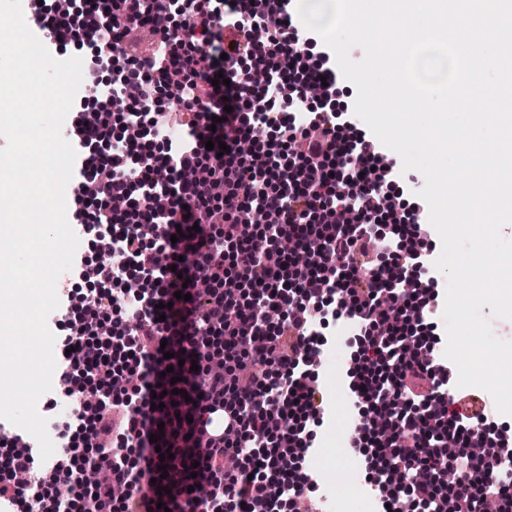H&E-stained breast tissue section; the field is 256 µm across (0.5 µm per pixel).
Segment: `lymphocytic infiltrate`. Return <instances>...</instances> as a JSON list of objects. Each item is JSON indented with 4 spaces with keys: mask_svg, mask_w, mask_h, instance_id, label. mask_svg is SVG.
Returning a JSON list of instances; mask_svg holds the SVG:
<instances>
[{
    "mask_svg": "<svg viewBox=\"0 0 512 512\" xmlns=\"http://www.w3.org/2000/svg\"><path fill=\"white\" fill-rule=\"evenodd\" d=\"M205 2L183 15L198 39L163 33L155 52L120 69L138 103L164 98L192 111L184 135L152 149L168 115L154 110L140 120L133 136L148 151L136 178L112 145L107 102L84 113L74 141L72 229L94 234L104 257L75 254L63 275L69 332L59 339L53 386L92 402L71 417L81 439L66 428L57 439L94 447L109 459L110 478L91 487L71 465L46 472L38 453L16 448L15 428L0 458V505L32 497L54 503V512H299L313 482L302 468L310 425L324 411L313 318L344 314L358 330L348 373L363 415L351 443L376 495L404 512H480L486 499L512 512V493L493 477L512 464V448L477 456L459 445L472 424L447 408L453 380L433 363L425 321L439 296L422 246L432 229L388 205L396 171L387 148L356 131L353 113L326 109L289 124L290 139L263 137L276 120L250 69L264 67L298 109L311 88L324 101L335 95V60L323 53L314 69L288 47L283 32L297 0H251L245 9ZM169 8L170 0H112L81 17L101 31L98 54L109 59L144 15ZM220 76L229 85L215 86ZM294 138L303 143L296 153ZM209 140L227 152L207 149ZM253 208L268 224L241 223ZM380 224L391 234L381 247ZM78 278L91 283L94 306L75 305L69 283ZM271 310L280 322L268 321ZM116 406L123 427L111 447L92 446ZM218 410L229 426L212 437L208 418ZM154 433L159 443H150ZM163 448L172 459L161 460ZM229 457L235 469H225ZM61 484L75 493L52 502L48 489Z\"/></svg>",
    "mask_w": 512,
    "mask_h": 512,
    "instance_id": "lymphocytic-infiltrate-1",
    "label": "lymphocytic infiltrate"
}]
</instances>
